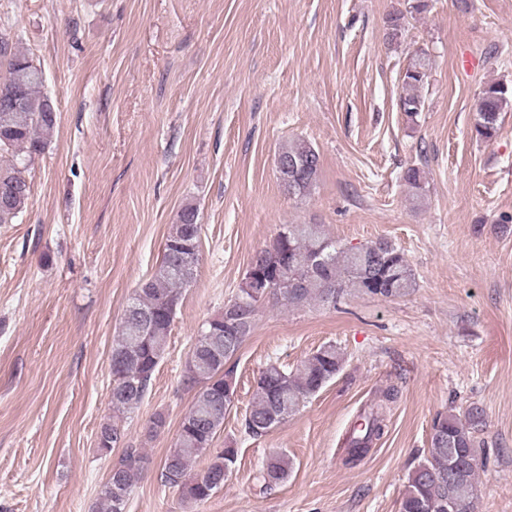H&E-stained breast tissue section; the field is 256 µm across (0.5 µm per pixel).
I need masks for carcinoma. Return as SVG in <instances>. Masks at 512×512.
I'll use <instances>...</instances> for the list:
<instances>
[{"instance_id":"obj_1","label":"carcinoma","mask_w":512,"mask_h":512,"mask_svg":"<svg viewBox=\"0 0 512 512\" xmlns=\"http://www.w3.org/2000/svg\"><path fill=\"white\" fill-rule=\"evenodd\" d=\"M401 11L387 20V39L396 44L404 31ZM0 63L7 76L0 81V93L18 94L23 106L15 111L0 110V224L22 214L28 205L31 186L25 176L35 158L43 153L58 121L57 108L42 92L43 72L16 47L0 52ZM431 69L430 59L417 55L401 74L405 93L400 109L413 120L424 107L422 89ZM512 107V82L486 83L476 101L475 136L493 142L499 132L501 112ZM278 170L285 194L303 198L315 188L321 170V157L313 145L295 140L278 153ZM400 180L413 199L421 198L423 171L406 166ZM201 230L196 205L187 203L172 225L163 245L162 256L151 276L136 288L124 310L120 331L112 346L110 403L112 421L102 430L112 434V447L122 449L117 465L126 493H131L144 470L142 449L126 440L121 416L138 409L144 402L152 377L163 360L171 327L184 292L195 281L201 259ZM274 264L276 276L267 297L257 298L239 288L224 304L244 320L249 331L239 332L224 324L220 313L206 321L193 343L185 363L182 386L194 392L193 402L179 426L177 438L157 475L164 487L180 492L181 500L201 504L224 486L237 462L238 451L231 445L214 447L224 429V419L234 400L224 389L235 380L227 363L237 354L254 328L259 306L265 301L292 309L311 304L336 306L347 295L360 294L385 298L404 297L417 287L416 274L403 251L380 239L360 246H347L334 239L323 224H284L272 243L257 251L252 265ZM344 359L332 343L310 353L294 369L268 362L255 379L253 400L244 416V434L257 438L294 415L343 369ZM396 394L390 388L382 399L363 406L345 441L343 462L358 465L385 434L387 411ZM487 417L482 407L472 403L462 413L446 414L433 424L428 453L408 475L400 512H477L479 499L476 470L479 451L485 441ZM207 456L206 466L191 474L192 464ZM291 461L284 455L270 457L259 470L258 480L270 489L288 478ZM117 505L112 480L103 483L96 512H126Z\"/></svg>"}]
</instances>
